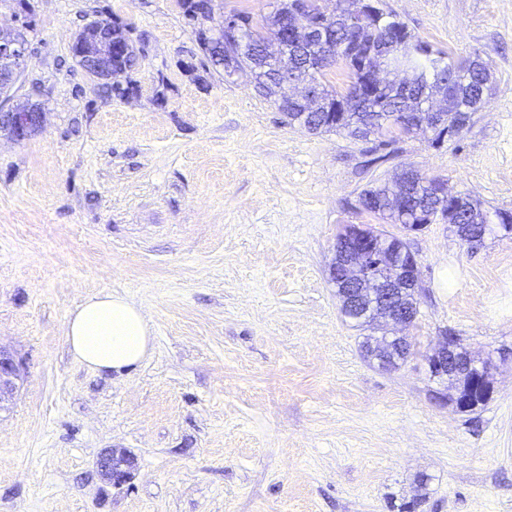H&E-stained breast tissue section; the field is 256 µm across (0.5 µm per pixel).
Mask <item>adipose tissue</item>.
<instances>
[{
	"label": "adipose tissue",
	"mask_w": 512,
	"mask_h": 512,
	"mask_svg": "<svg viewBox=\"0 0 512 512\" xmlns=\"http://www.w3.org/2000/svg\"><path fill=\"white\" fill-rule=\"evenodd\" d=\"M66 339L78 362L99 373L117 374L142 362L152 342L140 308L109 291L87 298L69 316Z\"/></svg>",
	"instance_id": "ef3b65f1"
}]
</instances>
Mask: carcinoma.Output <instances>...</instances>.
Instances as JSON below:
<instances>
[{
  "instance_id": "carcinoma-1",
  "label": "carcinoma",
  "mask_w": 512,
  "mask_h": 512,
  "mask_svg": "<svg viewBox=\"0 0 512 512\" xmlns=\"http://www.w3.org/2000/svg\"><path fill=\"white\" fill-rule=\"evenodd\" d=\"M311 3L305 12V22L292 38H284L278 24L284 15L300 11L304 2ZM185 17L194 26L198 43L215 68H225L227 54H234L240 68L248 71L255 84L265 89L264 97L279 104L277 85L272 76L285 71L299 82H315L319 85L322 102L316 111L290 107L284 117L288 123L297 124L313 134L345 133L354 139L368 140L372 136L382 138L380 145L389 141L385 136L410 135L419 132L430 134L433 146L444 143L442 131L436 128L441 122L448 128L459 125L461 110L477 111V100L484 98L492 88L489 63L476 53L462 60H454L447 52L435 49L408 31L407 27L392 18L378 6L364 21L354 20L349 13L336 15L322 12L318 0H281L279 7L256 21L246 12H236L241 28V39L219 49L208 33L214 30L215 16L197 14L193 0H183ZM316 21L323 22L336 42L335 57L325 59L318 41L311 38L307 29ZM112 67L129 69L139 60L126 26L112 23ZM384 44L407 58L409 83L398 89L370 87L372 70L379 64L372 47ZM343 67L347 82L338 88L326 80V71L333 66ZM442 92L451 98L448 111L437 117L426 115L430 96ZM410 112L423 127L400 130L396 124L403 113ZM438 178H430L419 171H412L411 188L414 205H395L392 201L394 187L383 184L361 192L360 197L372 201L369 212L379 215L390 224H399L409 231L442 221L454 226L460 240L474 248L483 242L487 226L485 214L478 201L472 199L469 208L460 211L458 205L444 201L436 195ZM375 343L378 353L365 352L370 359H392L400 355L393 342L384 343L366 337L363 345Z\"/></svg>"
}]
</instances>
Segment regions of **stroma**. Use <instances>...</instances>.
Returning a JSON list of instances; mask_svg holds the SVG:
<instances>
[{"mask_svg": "<svg viewBox=\"0 0 512 512\" xmlns=\"http://www.w3.org/2000/svg\"><path fill=\"white\" fill-rule=\"evenodd\" d=\"M434 47L488 61L493 90L455 140L392 145L288 125L249 77L200 51L180 0H0L27 67L12 97L37 129L0 127V346L24 364L0 406V512H512V0H383ZM130 26L131 90L105 93L72 46ZM413 166L481 204L468 251L450 225L416 232L361 208ZM406 241L420 268L413 354L361 351L329 280L337 234ZM134 302L149 356L123 374L77 362L72 311ZM457 337L488 363L462 412L423 360ZM122 448L129 483L96 460Z\"/></svg>", "mask_w": 512, "mask_h": 512, "instance_id": "35a3bbf8", "label": "stroma"}]
</instances>
